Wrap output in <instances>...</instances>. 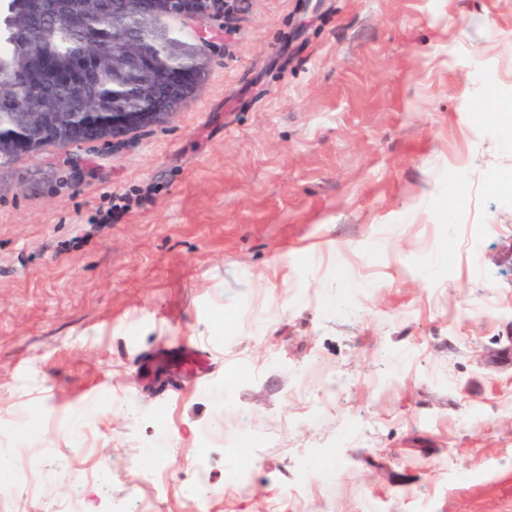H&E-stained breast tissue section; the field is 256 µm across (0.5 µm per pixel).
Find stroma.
<instances>
[{"instance_id":"1","label":"stroma","mask_w":512,"mask_h":512,"mask_svg":"<svg viewBox=\"0 0 512 512\" xmlns=\"http://www.w3.org/2000/svg\"><path fill=\"white\" fill-rule=\"evenodd\" d=\"M208 39L178 112L0 164V512H512V0H238Z\"/></svg>"}]
</instances>
